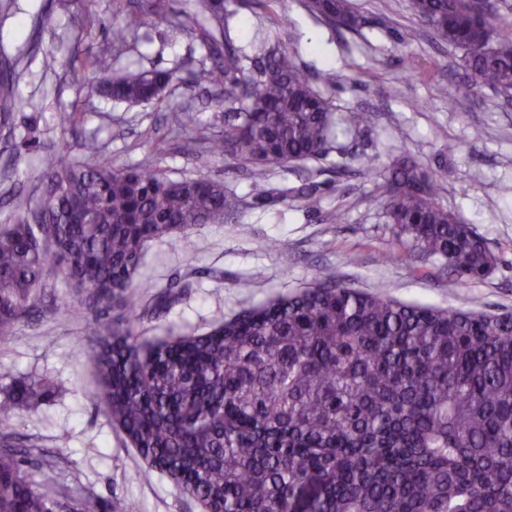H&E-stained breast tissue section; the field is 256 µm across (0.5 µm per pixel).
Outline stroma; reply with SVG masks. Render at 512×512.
<instances>
[{
  "instance_id": "35a3bbf8",
  "label": "stroma",
  "mask_w": 512,
  "mask_h": 512,
  "mask_svg": "<svg viewBox=\"0 0 512 512\" xmlns=\"http://www.w3.org/2000/svg\"><path fill=\"white\" fill-rule=\"evenodd\" d=\"M365 23L359 31L332 28L317 20L301 0H248L230 28L235 46L248 47L256 29L269 43L288 48L309 71L331 70L322 88L337 112H371V127L345 139L346 170L335 158L293 168L258 171L227 156L211 155L194 140L191 128L174 127L171 111L190 108L224 129V88L208 81L211 62L199 40L170 39L166 22L147 15L146 0H129L127 18L139 20L134 39L112 42L111 0H83L94 16L91 31L76 26L74 0H13L0 9V60H8L20 105L0 124V225L8 223V198L25 188V173L49 159L86 160L84 143L96 139L114 166L145 165L167 177L219 179L244 200L238 223L201 224L148 242L139 270L151 285L138 303L146 310L139 340L153 344L183 334H200L243 309L279 296L294 295L316 282H343L383 291L404 302L512 312V102L491 90L462 93L465 51L453 48L420 22L411 0H351ZM45 10L53 29L35 23ZM56 64L46 69L44 58ZM418 72L408 76L407 59ZM161 68L176 81L158 100L129 104L100 94L92 83L102 72ZM444 85L459 98L456 109L434 97ZM77 112V128L61 124ZM481 140H473L474 130ZM455 151H447L448 143ZM410 153L436 175L439 202L471 224L496 255L488 279L460 287L437 258L383 262L394 246L377 186L380 174L364 173L361 157L379 154L381 163ZM264 180L270 191L254 198L252 185ZM317 185L318 211L282 198L286 187L305 180ZM274 240L278 249H267ZM196 259L186 262V251ZM358 255V264L348 262ZM80 291L49 275L35 308L12 336L0 339V402L32 376L47 377L54 393L29 407L0 416V432L26 452L24 468L36 485L51 482L91 500L96 512H202L162 475L144 482L143 460L108 420L93 394L97 380L89 360V332L106 326L112 313L92 311L86 320L64 318Z\"/></svg>"
}]
</instances>
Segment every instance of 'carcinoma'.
I'll return each mask as SVG.
<instances>
[{"label": "carcinoma", "mask_w": 512, "mask_h": 512, "mask_svg": "<svg viewBox=\"0 0 512 512\" xmlns=\"http://www.w3.org/2000/svg\"><path fill=\"white\" fill-rule=\"evenodd\" d=\"M483 0H412L415 15L448 45L467 51L466 86L512 97V22ZM313 15L356 31L350 0H304ZM149 0L170 35L199 39L224 86V133L184 110L213 154L265 168L317 162L371 124L367 111L335 113L288 50L257 33L248 53L229 39L236 12L224 0H191L186 18ZM167 70L116 74L100 91L150 102ZM18 107L12 76L0 78V118ZM48 161L27 176L37 194L11 197L0 228V338L34 305L49 269L85 299L65 309L82 320L121 310L92 333L96 398L146 462L204 512H512V314L409 304L344 284L246 309L210 332L144 346L137 340V279L148 241L197 224H231L242 198L210 178L170 179L148 167ZM379 187L396 248L383 260L437 257L466 286L497 260L469 224L438 202L437 182L412 156L393 159ZM319 209L313 186L296 191ZM52 390L22 381L0 415ZM22 450L0 439V512H91L89 502L36 486Z\"/></svg>", "instance_id": "1"}]
</instances>
